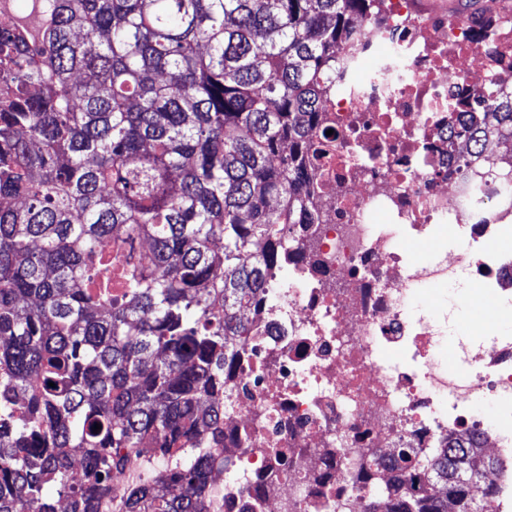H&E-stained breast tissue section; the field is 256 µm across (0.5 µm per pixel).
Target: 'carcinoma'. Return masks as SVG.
Instances as JSON below:
<instances>
[{
  "mask_svg": "<svg viewBox=\"0 0 512 512\" xmlns=\"http://www.w3.org/2000/svg\"><path fill=\"white\" fill-rule=\"evenodd\" d=\"M376 2L22 0L0 15V512H99L133 451L146 467L125 512H209L252 335L240 310L280 270L283 225L322 223L307 144ZM465 109L448 139L495 137L512 158V90ZM401 462L430 487L366 512H484L497 493L465 478L499 469L472 448Z\"/></svg>",
  "mask_w": 512,
  "mask_h": 512,
  "instance_id": "carcinoma-1",
  "label": "carcinoma"
}]
</instances>
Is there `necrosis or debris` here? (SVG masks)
I'll return each instance as SVG.
<instances>
[{
	"instance_id": "necrosis-or-debris-1",
	"label": "necrosis or debris",
	"mask_w": 512,
	"mask_h": 512,
	"mask_svg": "<svg viewBox=\"0 0 512 512\" xmlns=\"http://www.w3.org/2000/svg\"><path fill=\"white\" fill-rule=\"evenodd\" d=\"M382 23L342 53V82L309 154L321 224L289 227L288 272L257 306L224 415V467L212 475L219 512H363L410 496L407 449L449 440L512 458V333L457 330L424 314L421 290L460 272L497 297L512 293V185L487 146L468 171L448 144L450 104L512 85V13L493 34L415 0H380ZM445 224L462 240L448 258H409L402 238ZM453 343L448 370L440 357Z\"/></svg>"
}]
</instances>
